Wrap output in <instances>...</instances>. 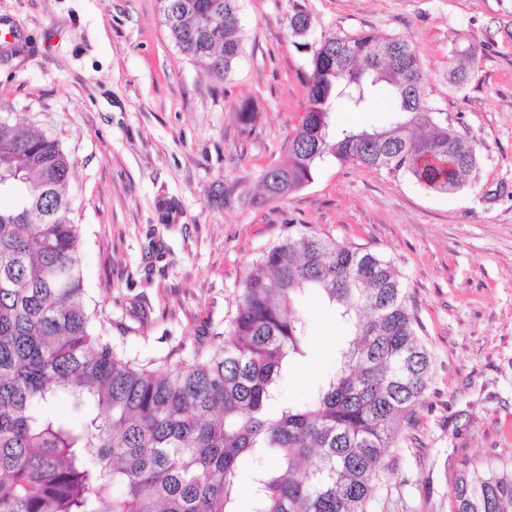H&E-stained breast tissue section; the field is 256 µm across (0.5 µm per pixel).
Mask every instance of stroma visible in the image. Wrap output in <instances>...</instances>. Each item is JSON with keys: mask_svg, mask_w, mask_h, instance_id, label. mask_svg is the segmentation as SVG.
Returning a JSON list of instances; mask_svg holds the SVG:
<instances>
[{"mask_svg": "<svg viewBox=\"0 0 512 512\" xmlns=\"http://www.w3.org/2000/svg\"><path fill=\"white\" fill-rule=\"evenodd\" d=\"M290 0H242L244 51L223 86L182 56L157 0H0V112L70 153L72 216L84 284L116 350L174 366L216 343L255 259L289 226L391 259L431 381L414 422L382 462L374 512H451L471 464H512V0H297L323 31L399 36L417 50L424 94L477 148L469 182L441 193L408 174L327 158L278 201L260 192L283 162L307 105V55L288 36ZM474 54L464 84L451 70ZM251 101L255 120L238 119ZM379 92L364 112L332 108L341 137L388 127ZM308 355L282 401L307 398L334 366L344 333L318 293L300 300Z\"/></svg>", "mask_w": 512, "mask_h": 512, "instance_id": "stroma-1", "label": "stroma"}]
</instances>
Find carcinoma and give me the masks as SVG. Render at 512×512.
Instances as JSON below:
<instances>
[{
  "instance_id": "cac0c4a2",
  "label": "carcinoma",
  "mask_w": 512,
  "mask_h": 512,
  "mask_svg": "<svg viewBox=\"0 0 512 512\" xmlns=\"http://www.w3.org/2000/svg\"><path fill=\"white\" fill-rule=\"evenodd\" d=\"M241 0H157L178 52L217 84L243 53ZM288 12L308 55L307 107L288 160L260 174L279 200L332 156L403 170L439 192L476 168L473 144L435 122L419 55L402 37L322 35ZM366 107L383 82L397 104L389 128L342 139L331 108ZM428 127L430 131L422 132ZM73 162L59 142L0 115V512H238L239 464L269 457L253 477L251 512H371L379 465L414 420L430 381L402 274L376 254L298 232L262 251L241 286L227 337L156 370L96 333L71 214ZM322 292L349 335L334 370L302 402L279 401L287 366L306 355L297 298ZM62 395L71 411L53 410ZM452 512H512V468L473 465Z\"/></svg>"
}]
</instances>
